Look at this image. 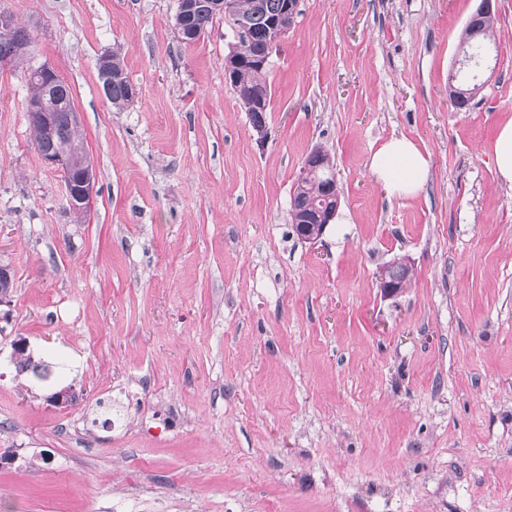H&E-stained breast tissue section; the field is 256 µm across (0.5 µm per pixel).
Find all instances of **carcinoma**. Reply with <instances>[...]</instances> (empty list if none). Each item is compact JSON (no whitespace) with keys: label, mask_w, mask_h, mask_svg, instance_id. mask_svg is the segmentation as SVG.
<instances>
[{"label":"carcinoma","mask_w":512,"mask_h":512,"mask_svg":"<svg viewBox=\"0 0 512 512\" xmlns=\"http://www.w3.org/2000/svg\"><path fill=\"white\" fill-rule=\"evenodd\" d=\"M285 0H235L236 11L246 17L248 29L244 40L247 44L248 59L236 75L230 77L229 84L237 94L241 107L248 112L252 129L263 130L266 127L267 112L271 111V85L268 81V67L262 66V55L266 41L273 25L284 31L293 25L292 18L284 12ZM199 7L190 14L185 22L184 35L180 42L195 43L201 35L207 34L209 28L218 20H224V25L235 30V20L224 14L212 11L208 0H198ZM12 35H0V58L9 56L12 61L20 60L14 54V46L18 42L31 43L28 29L22 25L13 24ZM26 78L30 87L26 111L29 114L34 132V145L38 153L64 154L70 164L72 176L79 177L91 166L89 153L79 126H72L64 118V113L73 106L71 88L61 77L52 73L36 74L34 69H26ZM99 78L106 99L117 109L130 105L129 97L135 93L136 86L130 81L124 67L123 57L119 50L103 56L99 62ZM39 105L38 111L47 112L55 123L53 132L45 134L42 130V118L36 116L30 104ZM323 165L319 166L304 186L294 192L295 203L290 205V219L295 220L299 215L315 218L327 211L333 187V163L329 155L322 158Z\"/></svg>","instance_id":"obj_1"}]
</instances>
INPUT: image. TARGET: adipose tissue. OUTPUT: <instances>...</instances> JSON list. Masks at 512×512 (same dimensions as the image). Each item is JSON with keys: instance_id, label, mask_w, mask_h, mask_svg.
<instances>
[{"instance_id": "ef3b65f1", "label": "adipose tissue", "mask_w": 512, "mask_h": 512, "mask_svg": "<svg viewBox=\"0 0 512 512\" xmlns=\"http://www.w3.org/2000/svg\"><path fill=\"white\" fill-rule=\"evenodd\" d=\"M427 166L425 155L404 136L383 143L370 160L372 172L403 196H413L421 190Z\"/></svg>"}]
</instances>
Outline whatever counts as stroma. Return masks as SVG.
Segmentation results:
<instances>
[{
	"label": "stroma",
	"mask_w": 512,
	"mask_h": 512,
	"mask_svg": "<svg viewBox=\"0 0 512 512\" xmlns=\"http://www.w3.org/2000/svg\"><path fill=\"white\" fill-rule=\"evenodd\" d=\"M478 5L300 0L262 142L223 22L187 45L178 0H0L69 84L98 177L76 216L0 69V512H512V187L491 158L512 0L469 108L448 97ZM116 47L139 91L121 111L97 67ZM401 135L429 160L413 197L370 169ZM316 146L341 204L308 244L290 195ZM396 260L412 276L387 296ZM410 266L405 262H393L391 264H387L380 271V288L386 295H395L400 293L406 285L408 275L403 277L402 274H399L400 271L404 269H408ZM395 273H398L395 275Z\"/></svg>",
	"instance_id": "stroma-1"
}]
</instances>
